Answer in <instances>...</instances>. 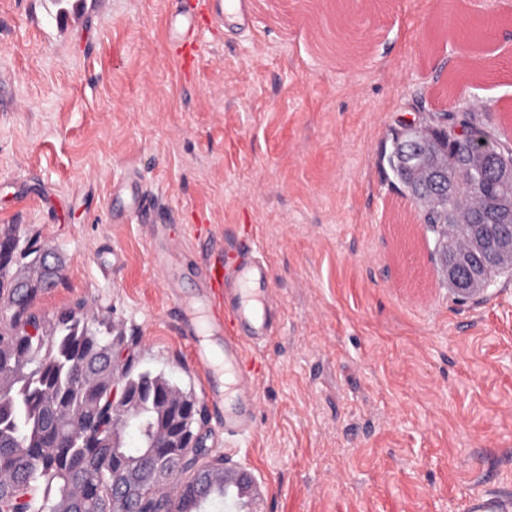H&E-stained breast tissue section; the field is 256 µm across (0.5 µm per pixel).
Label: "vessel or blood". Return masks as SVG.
I'll use <instances>...</instances> for the list:
<instances>
[{"label":"vessel or blood","mask_w":512,"mask_h":512,"mask_svg":"<svg viewBox=\"0 0 512 512\" xmlns=\"http://www.w3.org/2000/svg\"><path fill=\"white\" fill-rule=\"evenodd\" d=\"M237 0H178L177 8L166 19V31L172 42L185 45L183 66L196 56L197 36L212 18L244 15ZM116 207L113 220L140 217L153 224L149 206L139 180L132 175L112 186ZM159 263L167 271L166 284L175 288L185 278L204 274L207 283L197 297L177 300L182 336L193 343L192 360L204 376L210 377L207 398L215 415L224 423L226 433L239 435L253 428L256 396L253 376L242 371L245 348L268 340L273 332L269 293L271 274L267 265L250 259L229 264L216 261L204 271L175 262L169 253H161ZM469 512H512V498L489 493L471 502Z\"/></svg>","instance_id":"b4317fda"}]
</instances>
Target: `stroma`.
Listing matches in <instances>:
<instances>
[{"instance_id":"stroma-1","label":"stroma","mask_w":512,"mask_h":512,"mask_svg":"<svg viewBox=\"0 0 512 512\" xmlns=\"http://www.w3.org/2000/svg\"><path fill=\"white\" fill-rule=\"evenodd\" d=\"M174 7L0 0V226L64 266L36 312L109 316L138 370L205 402L153 235L109 219L113 180L136 172L185 259L249 238L270 267L253 431L202 424L262 512L512 494V273L458 299L379 163L402 117L476 98L512 143V0H252L247 27L205 28L188 69L164 35ZM448 13L495 32L450 37Z\"/></svg>"}]
</instances>
